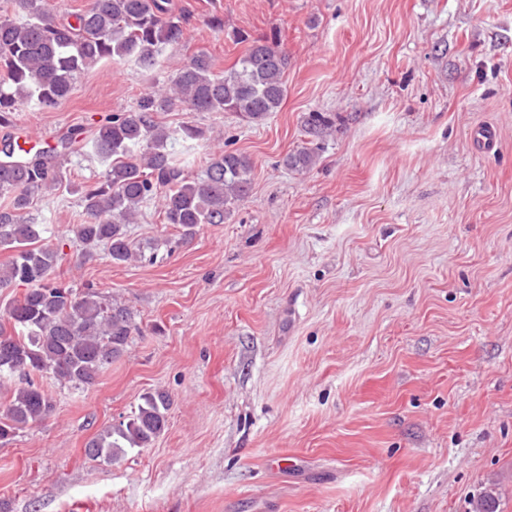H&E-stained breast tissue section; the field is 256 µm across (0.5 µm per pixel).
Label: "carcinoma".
Segmentation results:
<instances>
[{"label": "carcinoma", "instance_id": "obj_1", "mask_svg": "<svg viewBox=\"0 0 512 512\" xmlns=\"http://www.w3.org/2000/svg\"><path fill=\"white\" fill-rule=\"evenodd\" d=\"M13 11L0 10V124H8L23 107L53 108L66 99L77 77L99 65L133 61L153 71L159 58L185 39L184 17L173 14L167 0H90L84 10L62 18L46 0H11ZM249 42L245 53L222 74L205 49L177 63L166 80L137 103L98 121L91 133L74 127L60 148L34 155L14 144L0 148V288L25 287L0 311V379L16 377L6 410L0 414V442L13 439L30 423L53 411L44 386L50 379L80 390L94 385L121 357L140 327L131 309L93 287L77 290L62 284L56 270L59 248L42 244L47 225L28 216L34 196L65 190L79 195L85 220L72 232L91 255L108 246L115 264L137 256L127 235L142 207L158 202L163 223L186 235L200 224H222L248 197L250 159L234 151L211 155L194 176L171 150L174 141L192 142L203 131L190 122L175 129L155 115L180 107L188 112H235L260 124L278 111L285 97L283 74L288 56L274 33ZM336 132V115L309 112L306 140L286 155L284 165L304 172L319 157L320 144ZM91 147L104 164L101 177L75 185L63 180L57 159ZM170 408L168 393L144 397L128 419L91 438L85 455L111 461L127 448H148L164 432Z\"/></svg>", "mask_w": 512, "mask_h": 512}]
</instances>
